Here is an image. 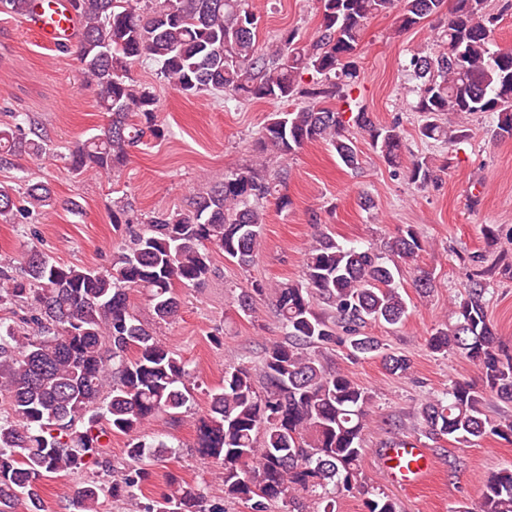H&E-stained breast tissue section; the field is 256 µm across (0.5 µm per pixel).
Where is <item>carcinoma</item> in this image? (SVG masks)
Listing matches in <instances>:
<instances>
[{"instance_id": "obj_1", "label": "carcinoma", "mask_w": 512, "mask_h": 512, "mask_svg": "<svg viewBox=\"0 0 512 512\" xmlns=\"http://www.w3.org/2000/svg\"><path fill=\"white\" fill-rule=\"evenodd\" d=\"M316 36L303 41L283 30L265 47L257 41L260 16L252 0H69L80 23L78 56L99 111L106 115L100 133L69 150L72 172L109 174L123 167L146 135L159 138V100L131 76L141 58L152 60L164 80L185 96L228 94L235 99L288 101L308 105L276 112L260 131L261 153L281 157L308 143L329 144L343 165L359 168L361 130L390 167L402 166L399 123L381 125L357 104L353 90L357 55L367 21L395 15L397 31L419 25L448 7L440 49L417 52L405 64L418 82L412 111L424 121L423 140L452 144L466 137L467 120L476 114L496 118L497 134L512 137V49H501L495 33L512 3L498 12L486 0H317ZM37 0H0V13L27 16ZM317 79L304 85L302 75ZM336 101V107L325 102ZM49 151L40 129L23 118L0 129V167L21 157L40 160ZM260 160L224 174V180L199 197L188 213L157 212L144 219L123 201L112 203V223L126 225L127 245L118 249L112 268L60 264L29 250L20 274L0 264V307L14 320L0 318V398L9 402L0 416V512H44L39 483L48 473L99 465L103 438L129 437L126 458L105 462L109 487L91 482L70 501L71 512H99L105 491L112 497L136 496L150 473L146 462L167 450L159 440L140 435L164 414L180 420L190 402L185 362L157 340L132 313L128 291L137 288L151 302L158 322L178 312L176 286H195L210 272L219 251L248 267L259 251L263 231L260 201L280 192L281 175L269 176ZM411 186L435 184L433 163L414 159L406 166ZM55 205L47 182L0 187V220L29 218ZM140 228L135 229L133 225ZM424 243L408 225L383 255L372 247L343 246L320 234L305 258L304 277L273 286L255 281L237 298L239 310H253V296L269 293L285 338L264 353L256 385L253 368H224L222 383L211 392L210 407L196 423L199 455L220 465L224 493L251 503L253 512L280 502L297 506L311 498L335 512L336 495L358 489L367 512H401L397 499L358 480L365 452L364 435L372 402L370 392L323 363L321 349L344 347L356 355H382L392 374L410 368L409 359L382 353V343L363 334L368 324L396 326L408 305L396 275L416 261ZM466 295L453 302L454 322L429 336L434 353L453 351L476 365L482 387L452 382L441 398L416 411L426 436L459 444L485 437H512V419L486 415V396L512 402V355L504 352L485 306L482 257H471ZM330 308L317 311L316 302ZM169 492L145 512H204L203 492L181 477L168 475ZM452 512H512V468L484 483L479 501Z\"/></svg>"}]
</instances>
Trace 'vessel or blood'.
<instances>
[{"mask_svg": "<svg viewBox=\"0 0 512 512\" xmlns=\"http://www.w3.org/2000/svg\"><path fill=\"white\" fill-rule=\"evenodd\" d=\"M40 41L47 46H58L74 32L77 19L62 0H54L49 9L43 10L33 21ZM381 475L392 485L404 488L427 482L436 472L438 463L428 448L416 440L398 439L381 449Z\"/></svg>", "mask_w": 512, "mask_h": 512, "instance_id": "obj_1", "label": "vessel or blood"}]
</instances>
